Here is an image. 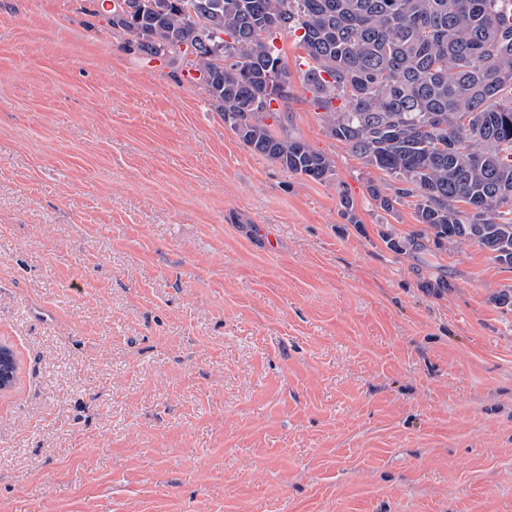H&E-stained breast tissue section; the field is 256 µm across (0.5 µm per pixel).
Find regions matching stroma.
<instances>
[{"mask_svg":"<svg viewBox=\"0 0 512 512\" xmlns=\"http://www.w3.org/2000/svg\"><path fill=\"white\" fill-rule=\"evenodd\" d=\"M275 45L330 181L103 0H0V512H512V269L379 209Z\"/></svg>","mask_w":512,"mask_h":512,"instance_id":"35a3bbf8","label":"stroma"}]
</instances>
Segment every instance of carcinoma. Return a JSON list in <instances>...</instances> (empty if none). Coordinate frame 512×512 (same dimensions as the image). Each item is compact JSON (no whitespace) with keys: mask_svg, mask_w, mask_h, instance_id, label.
I'll list each match as a JSON object with an SVG mask.
<instances>
[{"mask_svg":"<svg viewBox=\"0 0 512 512\" xmlns=\"http://www.w3.org/2000/svg\"><path fill=\"white\" fill-rule=\"evenodd\" d=\"M125 44L199 73L224 124L288 172L326 182L333 156L288 129L275 40L298 35L303 87L328 134L395 180L435 246L475 244L512 269V22L503 0H131ZM339 105H334V102ZM273 122H268V119Z\"/></svg>","mask_w":512,"mask_h":512,"instance_id":"carcinoma-1","label":"carcinoma"}]
</instances>
